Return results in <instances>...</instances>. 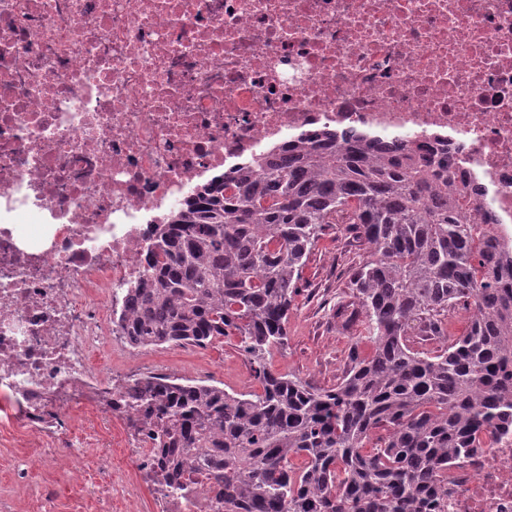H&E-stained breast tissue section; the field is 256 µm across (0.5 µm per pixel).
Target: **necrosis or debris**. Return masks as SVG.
Returning <instances> with one entry per match:
<instances>
[{"label":"necrosis or debris","mask_w":512,"mask_h":512,"mask_svg":"<svg viewBox=\"0 0 512 512\" xmlns=\"http://www.w3.org/2000/svg\"><path fill=\"white\" fill-rule=\"evenodd\" d=\"M421 147L512 224V0H0V434L112 512L123 481L71 412L123 424L151 486L154 431L118 314L154 213L273 147ZM434 512H512V431L441 475Z\"/></svg>","instance_id":"4bbe7bcc"}]
</instances>
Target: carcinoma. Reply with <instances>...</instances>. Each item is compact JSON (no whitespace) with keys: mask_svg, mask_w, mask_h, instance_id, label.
<instances>
[{"mask_svg":"<svg viewBox=\"0 0 512 512\" xmlns=\"http://www.w3.org/2000/svg\"><path fill=\"white\" fill-rule=\"evenodd\" d=\"M472 194L430 154L327 132L216 177L155 225L123 335L139 348L234 336L262 386L137 378L155 481L208 492L215 512H430L448 462L512 429V243ZM339 216L369 249L352 286L375 349L320 390L265 359L286 345L294 283ZM458 304L470 317L448 346L408 344L415 329L448 337Z\"/></svg>","mask_w":512,"mask_h":512,"instance_id":"carcinoma-1","label":"carcinoma"}]
</instances>
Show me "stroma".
I'll return each mask as SVG.
<instances>
[{"instance_id":"35a3bbf8","label":"stroma","mask_w":512,"mask_h":512,"mask_svg":"<svg viewBox=\"0 0 512 512\" xmlns=\"http://www.w3.org/2000/svg\"><path fill=\"white\" fill-rule=\"evenodd\" d=\"M367 256L366 244L345 225H333L319 240L295 284L288 343L266 358L272 372L297 376L317 389H332L349 369L351 355L371 356L373 345L365 317L356 311L357 300L350 286L353 270ZM91 362L100 368L111 367L118 374L194 379L231 394L261 389L250 357L232 338L204 349L171 345L114 353L100 346L92 351ZM22 465L19 443L0 439V499L11 502V512H32L29 489L52 475L50 469L34 466L20 482L14 472Z\"/></svg>"}]
</instances>
